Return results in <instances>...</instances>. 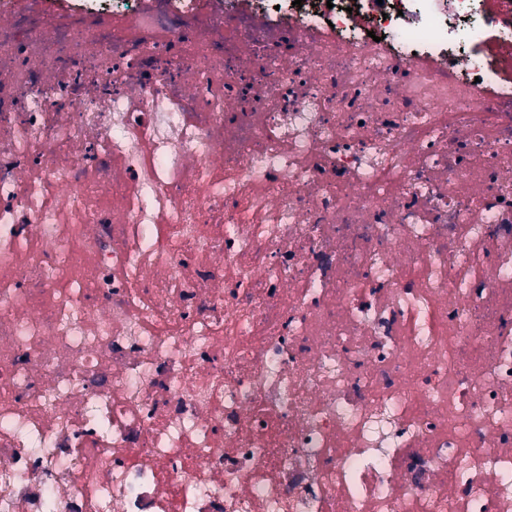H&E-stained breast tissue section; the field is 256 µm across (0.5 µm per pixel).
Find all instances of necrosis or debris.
<instances>
[{"label": "necrosis or debris", "instance_id": "obj_1", "mask_svg": "<svg viewBox=\"0 0 512 512\" xmlns=\"http://www.w3.org/2000/svg\"><path fill=\"white\" fill-rule=\"evenodd\" d=\"M0 512H512V0H5Z\"/></svg>", "mask_w": 512, "mask_h": 512}]
</instances>
